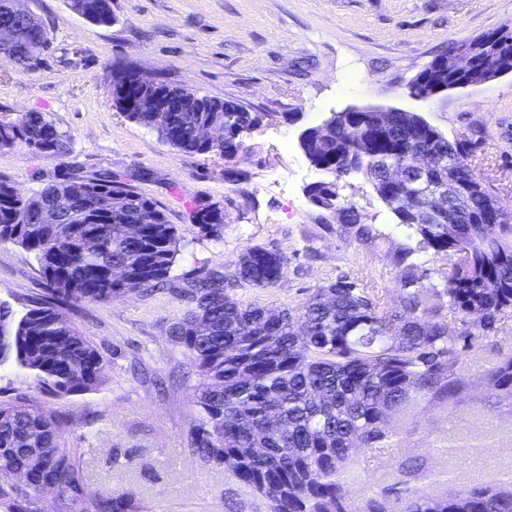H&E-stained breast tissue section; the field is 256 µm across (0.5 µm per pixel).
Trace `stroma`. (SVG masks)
<instances>
[{
  "mask_svg": "<svg viewBox=\"0 0 512 512\" xmlns=\"http://www.w3.org/2000/svg\"><path fill=\"white\" fill-rule=\"evenodd\" d=\"M52 45L25 69L0 65V118L39 112L70 141L60 159L24 144L0 148V176L32 195L73 168L120 177L155 201L178 232L167 285L109 304L66 307L103 358L104 382L72 395L49 392L15 365L0 366V404L26 401L70 418L60 441L75 449L89 480L130 497L136 512H268L266 501L192 454L193 392L199 381L168 332L187 309L178 293L217 269L233 277L250 247L288 261L270 288L237 285L243 303L301 306L344 277L380 301L400 298V258L416 240L363 176L340 182L359 212L315 205L308 188L323 175L300 146L302 132L352 107L415 112L451 139H465L469 165L512 210V73L430 98L408 85L455 43L512 31V0H112V24L76 15L68 0H31ZM133 70L262 114L235 158L190 155L128 120L113 81ZM221 210L217 233L201 235L195 209ZM45 284L30 252L0 246V303L24 313ZM512 353V318L498 321L466 355L468 390L453 408L421 401L393 417V446L360 448L351 502L404 478L418 460V487L436 495L457 485L512 482V413L495 407L482 376Z\"/></svg>",
  "mask_w": 512,
  "mask_h": 512,
  "instance_id": "stroma-1",
  "label": "stroma"
}]
</instances>
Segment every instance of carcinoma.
I'll use <instances>...</instances> for the list:
<instances>
[{
    "label": "carcinoma",
    "mask_w": 512,
    "mask_h": 512,
    "mask_svg": "<svg viewBox=\"0 0 512 512\" xmlns=\"http://www.w3.org/2000/svg\"><path fill=\"white\" fill-rule=\"evenodd\" d=\"M84 6L95 23L113 22L112 0H84ZM0 25L15 28L14 41L0 45L1 63L29 66L37 61L29 45H51L42 21H19L11 0H0ZM491 52L497 65L512 68V32L501 33ZM142 92L134 74L117 77L116 107L183 153L238 152L261 122L256 112H228L221 98L164 81L152 92L168 111H128L127 102ZM362 116L356 138L338 128L339 115L334 126L321 123L301 136L308 160L326 175L312 196L320 206L335 207L338 181L352 174L365 177L389 204L404 190L385 182L386 169L409 167L422 148L441 161L430 184L452 177L485 187L464 162L465 141L449 140L419 114L394 112L387 124L375 123L371 112ZM206 125H220L230 137L221 146L204 145L195 133ZM17 142L51 158L69 149L68 137L39 112L0 120V148ZM47 207L58 208L54 224L40 220ZM390 211L418 238L419 250L448 255L444 288L408 271L401 281L410 290L399 302L382 304L356 283L338 279L296 308L244 304L219 271L181 289L190 309L170 330L201 377L193 394L192 451L263 497L270 512H512V489L489 483L446 495L405 485L396 492L382 488L353 507L344 501V468L356 448L389 440L388 420L417 400L455 403L468 386L466 351L512 315V221L477 225L484 213L479 198L449 202L444 223H414L401 209ZM195 222L206 236L224 215L203 206ZM128 224L142 225L141 236H126ZM177 242L165 212L116 177L71 170L30 196L16 194L0 177V245L33 253L47 286L45 298L20 316L0 303V366L13 363L59 394L99 386L102 358L61 306L110 304L162 285ZM286 263L276 249L250 247L238 258L235 278L270 288ZM484 386L512 411V356L485 370ZM65 424V417L32 406L0 405V472L26 477L21 486L0 483V512H39V490L48 481L57 485L64 512H132L130 499L91 486L75 450L59 443Z\"/></svg>",
    "instance_id": "1"
}]
</instances>
